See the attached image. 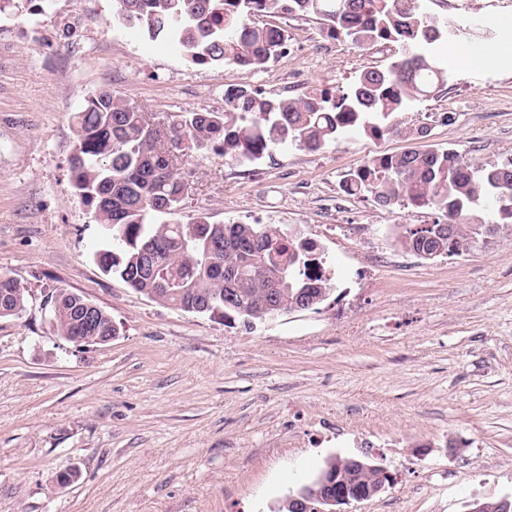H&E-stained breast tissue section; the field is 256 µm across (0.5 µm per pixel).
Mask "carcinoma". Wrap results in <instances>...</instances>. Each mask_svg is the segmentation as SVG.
I'll use <instances>...</instances> for the list:
<instances>
[{"mask_svg":"<svg viewBox=\"0 0 512 512\" xmlns=\"http://www.w3.org/2000/svg\"><path fill=\"white\" fill-rule=\"evenodd\" d=\"M267 14L318 20L329 36L358 47L386 43L395 60L360 73L334 94L271 97L230 85L224 111L188 112L167 130L153 126L151 113L102 89L72 117L76 143L69 158L72 189L112 241L96 253L104 273L176 310L247 324L268 312L321 304L335 289L332 271L312 241L274 225L213 224L205 213L187 224L171 221L183 200V181L182 155L169 150L170 141L185 137L194 149L210 147L243 164L285 144L320 151L355 126L376 135L422 137L424 128L408 129L400 117L412 102L452 80L441 64L439 41L490 35L484 29L443 30L410 0H117L115 20L152 40H167L194 64L253 71L281 57L287 41L283 27L252 21ZM343 189L382 206L428 207L448 218L405 229L403 246L423 259L469 248L484 228L468 223L479 206L491 209V223L512 224V154L491 163L469 162L451 149L377 155L350 173ZM79 298L64 288L51 294L59 335L94 344L107 332L117 335L107 312L98 326L84 325ZM26 302L27 289L1 274L0 319L19 316ZM366 463L329 460L306 487L307 512L333 509L312 494L325 477L336 478L351 496L381 479L391 481Z\"/></svg>","mask_w":512,"mask_h":512,"instance_id":"cac0c4a2","label":"carcinoma"}]
</instances>
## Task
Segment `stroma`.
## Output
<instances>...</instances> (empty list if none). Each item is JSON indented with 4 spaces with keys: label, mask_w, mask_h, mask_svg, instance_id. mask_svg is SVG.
<instances>
[{
    "label": "stroma",
    "mask_w": 512,
    "mask_h": 512,
    "mask_svg": "<svg viewBox=\"0 0 512 512\" xmlns=\"http://www.w3.org/2000/svg\"><path fill=\"white\" fill-rule=\"evenodd\" d=\"M115 0H45L0 15V274L29 290L0 320V512H276L331 458H366L392 481L343 512H470L512 500V224L459 257L405 249L428 208L383 207L342 189L374 156L451 149L512 154V50L471 66L469 40L441 41L455 79L402 120L425 138L363 128L311 153L274 148L239 165L184 156L176 221L274 224L316 240L335 273L319 309L227 324L104 274L105 231L75 195L73 113L112 89L170 125L223 111L224 90L267 96L347 87L392 53L278 18L289 53L258 71L195 65L115 24ZM106 310L118 334L59 336L55 289ZM75 468L78 481L57 485Z\"/></svg>",
    "instance_id": "35a3bbf8"
}]
</instances>
